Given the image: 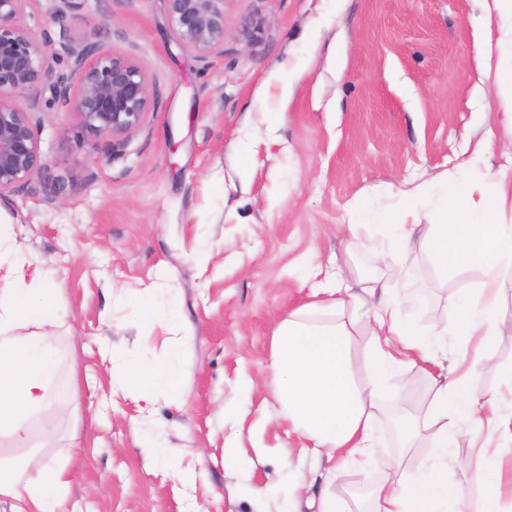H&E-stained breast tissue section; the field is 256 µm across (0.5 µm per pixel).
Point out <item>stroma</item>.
I'll return each mask as SVG.
<instances>
[{
	"instance_id": "stroma-1",
	"label": "stroma",
	"mask_w": 512,
	"mask_h": 512,
	"mask_svg": "<svg viewBox=\"0 0 512 512\" xmlns=\"http://www.w3.org/2000/svg\"><path fill=\"white\" fill-rule=\"evenodd\" d=\"M59 6L35 0L24 25L123 52L148 72L154 98L145 123L110 149L91 148L74 114L39 113L48 164L0 202L15 247L55 292L53 399L68 397L74 376L83 394L77 413L31 414L26 443L0 431V459L67 466L61 512H279L299 475L301 512H320L323 495L373 485L378 471L360 461L330 487L318 482L325 459L278 415L270 347L334 272L355 294L387 278L341 232L353 204L442 223L441 210L402 192L455 171L490 126L495 155L470 176L512 166L501 113L474 101L476 0H227L224 50L205 58L174 39L164 0H83L62 17ZM482 280L479 268L447 274L416 251L399 283L402 311L431 329ZM144 356L179 370L184 401L114 383L113 358ZM403 378L372 426L381 453L410 474L434 450L424 439L402 445L392 421L421 414L431 378L418 367ZM147 433L181 449L192 481L151 458ZM448 459L449 481L469 489L462 512H478L471 469L512 465V443L463 424Z\"/></svg>"
}]
</instances>
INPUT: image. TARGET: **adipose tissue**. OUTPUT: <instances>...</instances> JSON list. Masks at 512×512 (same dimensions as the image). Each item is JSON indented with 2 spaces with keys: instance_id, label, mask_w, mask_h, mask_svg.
<instances>
[{
  "instance_id": "1",
  "label": "adipose tissue",
  "mask_w": 512,
  "mask_h": 512,
  "mask_svg": "<svg viewBox=\"0 0 512 512\" xmlns=\"http://www.w3.org/2000/svg\"><path fill=\"white\" fill-rule=\"evenodd\" d=\"M483 33L476 49L481 81V108L490 112L498 98L512 90V63L504 59L512 48V0H479ZM409 198L441 196L451 205L449 221L423 224L415 211L406 221L392 223L372 205L354 207L346 226L349 239L368 243L376 258L389 265L392 278H401L415 247L433 255L441 270L480 266L485 278L473 293L455 304V328L447 324L424 332L402 314L397 289L380 285L378 298L364 318L374 339L372 377L358 384L352 379L346 300L341 281L325 288L324 299L299 307L284 319L270 348V368L277 381L279 414L293 431L312 442L315 451L332 463L324 474L335 481L337 463L361 457L379 467L383 478L347 498H326L322 512H359L369 500L370 512H461L467 501L462 487L448 481V450L460 423L489 425L499 436L512 437V414H500L495 397L473 390L475 377L494 370L490 355L502 318L500 295L512 288V224L503 216L512 211V174L498 170L482 184L457 174L441 176L405 189ZM13 227L0 224V429L17 442L28 438L26 416L51 407L49 385L60 371L55 338L49 329L58 315L45 298L46 275L12 247ZM22 323L30 334H14ZM456 336L459 348L471 337L479 344L463 372L449 368L432 379L431 398L424 416L409 424L407 438L428 437L440 459L412 477L396 476L398 464L381 455L371 426V410L378 395L389 388L402 369L433 362L438 349ZM123 385L149 394L158 389L182 397L179 371L157 372L148 361L118 366ZM71 475L65 468L35 458L0 462V499L26 503V512H59V491Z\"/></svg>"
}]
</instances>
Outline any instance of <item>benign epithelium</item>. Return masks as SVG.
Segmentation results:
<instances>
[{"instance_id":"7a95c632","label":"benign epithelium","mask_w":512,"mask_h":512,"mask_svg":"<svg viewBox=\"0 0 512 512\" xmlns=\"http://www.w3.org/2000/svg\"><path fill=\"white\" fill-rule=\"evenodd\" d=\"M30 0H0V201L20 192L46 166L36 113L28 93L43 84L63 57L67 76L52 85V100L75 114L83 131L117 141L141 126L153 96L148 73L132 58L93 40L54 42L22 23ZM171 31L206 57L224 47V0H165Z\"/></svg>"}]
</instances>
